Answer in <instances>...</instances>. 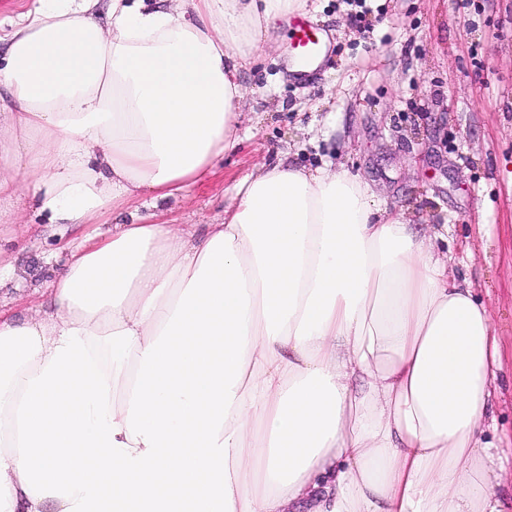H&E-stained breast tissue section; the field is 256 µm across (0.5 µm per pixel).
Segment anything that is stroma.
I'll list each match as a JSON object with an SVG mask.
<instances>
[{
	"label": "stroma",
	"instance_id": "35a3bbf8",
	"mask_svg": "<svg viewBox=\"0 0 512 512\" xmlns=\"http://www.w3.org/2000/svg\"><path fill=\"white\" fill-rule=\"evenodd\" d=\"M329 37L321 69H285L288 41L271 44L242 75V143L212 177L154 212L167 224H211L233 184L280 161L313 168L333 160L358 174L420 228L447 227L448 272L488 307L500 340L492 399L509 461L497 470L512 495V0H308ZM0 223V261L14 276L0 301H46L69 246L131 219L46 223L30 202Z\"/></svg>",
	"mask_w": 512,
	"mask_h": 512
}]
</instances>
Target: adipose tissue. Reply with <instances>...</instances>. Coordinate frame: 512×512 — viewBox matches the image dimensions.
Here are the masks:
<instances>
[{
	"label": "adipose tissue",
	"instance_id": "1",
	"mask_svg": "<svg viewBox=\"0 0 512 512\" xmlns=\"http://www.w3.org/2000/svg\"><path fill=\"white\" fill-rule=\"evenodd\" d=\"M38 0L0 61V219L160 206L238 145L305 0ZM203 236L135 216L0 306V512H512L500 345L441 230L327 162L261 164Z\"/></svg>",
	"mask_w": 512,
	"mask_h": 512
}]
</instances>
